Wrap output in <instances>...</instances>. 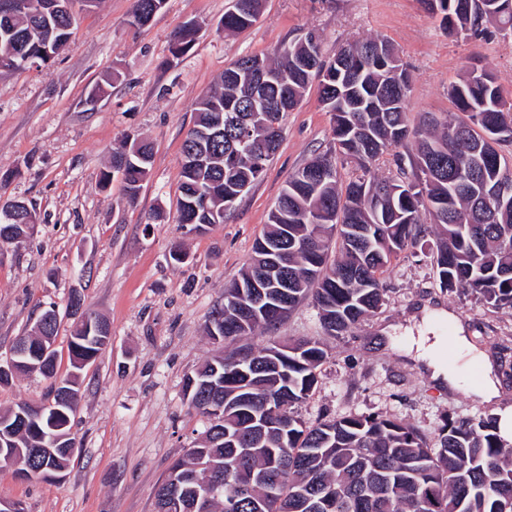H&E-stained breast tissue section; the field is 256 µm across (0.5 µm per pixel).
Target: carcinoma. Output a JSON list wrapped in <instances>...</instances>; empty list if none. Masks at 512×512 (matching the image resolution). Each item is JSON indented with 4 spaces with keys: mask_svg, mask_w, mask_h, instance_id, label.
<instances>
[{
    "mask_svg": "<svg viewBox=\"0 0 512 512\" xmlns=\"http://www.w3.org/2000/svg\"><path fill=\"white\" fill-rule=\"evenodd\" d=\"M448 32L486 38L512 31V0H434ZM164 0H135L134 23L150 19ZM262 0H237L224 13V29L238 31L258 19ZM496 24L490 30L488 24ZM70 17L46 11L21 23L0 17V61L42 56L65 47ZM272 65L280 81L260 85L243 65L231 63L195 107L194 125L183 141L178 210L193 229L224 223L221 208L235 187L255 183L279 147L286 112L301 102L312 76L320 78V103L331 113L334 150L321 154L334 176L320 187L307 180L312 158L289 178L277 199L240 278L224 289V303L208 323L224 327L233 342L259 329H272L302 300L318 309L325 334L339 337L384 303L381 281L391 261L437 230L433 262L440 287L469 291L494 309L512 310V201L491 200L501 182L512 188V95L485 70L452 85L456 111L426 115L416 127L406 118L410 74L387 41L371 38L342 47L323 60L319 36L309 31L286 46ZM458 131L452 138L448 130ZM403 148L396 161L409 160L404 178H379L372 167L384 152ZM129 157L124 187L136 199L150 176L152 146L126 135L114 156ZM477 157L481 175L464 181L459 170ZM353 163L362 176L344 183L338 165ZM212 192L205 208L200 198ZM280 242L288 267V288L271 289L281 311L251 314L237 307L240 291L268 275L263 245ZM76 323L69 343L71 362L91 361L109 337L102 320ZM326 358L312 338L271 339L255 350L242 344L188 376V405L201 414L224 406V431L208 426L205 446L172 467L157 497L178 489L190 500L198 478L212 475L224 495L248 480L249 495L231 512H512V442L498 432L491 414L446 417L435 443L410 423L379 414L348 415L308 426L295 407L312 395ZM39 421L0 415V437L24 452L30 478L46 479L69 468L66 449L48 452Z\"/></svg>",
    "mask_w": 512,
    "mask_h": 512,
    "instance_id": "carcinoma-1",
    "label": "carcinoma"
}]
</instances>
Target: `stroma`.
Listing matches in <instances>:
<instances>
[{"mask_svg": "<svg viewBox=\"0 0 512 512\" xmlns=\"http://www.w3.org/2000/svg\"><path fill=\"white\" fill-rule=\"evenodd\" d=\"M228 3L165 0L148 25L136 27L133 0H100L82 12L48 65L0 71V204L23 201L39 216L23 241L0 244V360L53 308L60 321L55 379L67 378V302L75 288L111 327L109 344L80 374L70 421L76 451L66 476L28 480L0 466V498L20 502L24 512H156L172 466L204 443L208 421L186 403L183 382L224 349L207 335L208 318L252 255L288 176L332 146L314 78L288 113L261 179L222 224L189 232L177 207L181 147L198 98L226 67L243 56L276 58L312 31L327 60L350 42L388 40L411 75L413 125L425 114L454 111L449 89L470 70L492 73L512 92V34L449 35L420 0H265L240 33L224 30ZM191 24L190 49L172 56L174 35ZM98 86L103 94L92 97ZM129 133L153 147L150 178L132 203L120 180L101 179ZM177 247L186 263L171 259ZM383 286V306L344 336L325 335L308 300L274 333L247 336L257 348L272 335L321 341L327 358L298 408L304 422L378 413L413 424L431 441L445 416L512 408V310L440 288L426 247L393 260ZM427 310L439 313L432 335L448 338L462 325L470 344L492 359L498 402L439 385L404 355L409 327ZM52 381L35 373L0 385V414L23 401H50Z\"/></svg>", "mask_w": 512, "mask_h": 512, "instance_id": "obj_1", "label": "stroma"}]
</instances>
